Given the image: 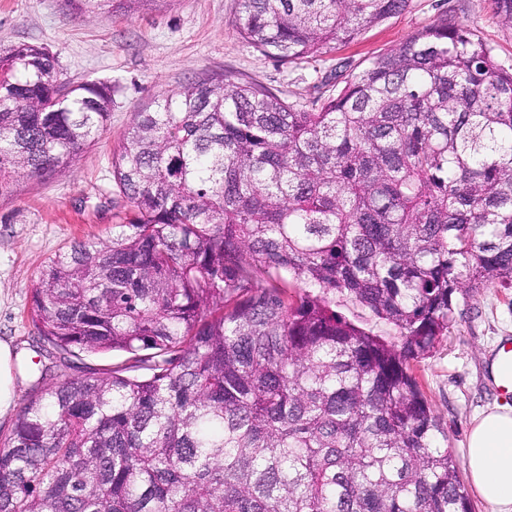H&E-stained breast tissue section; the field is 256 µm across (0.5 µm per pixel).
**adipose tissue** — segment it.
<instances>
[{
    "label": "adipose tissue",
    "instance_id": "ef3b65f1",
    "mask_svg": "<svg viewBox=\"0 0 512 512\" xmlns=\"http://www.w3.org/2000/svg\"><path fill=\"white\" fill-rule=\"evenodd\" d=\"M464 461L476 494L493 512H512V404H493L473 419Z\"/></svg>",
    "mask_w": 512,
    "mask_h": 512
}]
</instances>
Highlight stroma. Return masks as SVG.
Here are the masks:
<instances>
[{
    "label": "stroma",
    "mask_w": 512,
    "mask_h": 512,
    "mask_svg": "<svg viewBox=\"0 0 512 512\" xmlns=\"http://www.w3.org/2000/svg\"><path fill=\"white\" fill-rule=\"evenodd\" d=\"M237 0H112L86 16L68 0H0V50L20 43L57 55L64 79H109L120 87L106 131L76 165L43 179L22 178L0 197V340L20 354L18 399L46 390L60 376L29 319L32 289L56 254L86 238L106 239L123 215L112 181V154L134 112L163 94L232 72L303 105L336 93L361 69L417 30L441 18L479 35L499 64L512 68V29L492 0H411L402 14L337 43L331 52L284 65L262 56L239 35ZM448 334L413 364L447 448L462 458L474 416L498 399L485 377L496 339L512 337V285L455 294Z\"/></svg>",
    "instance_id": "35a3bbf8"
}]
</instances>
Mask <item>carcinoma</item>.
Returning <instances> with one entry per match:
<instances>
[{"mask_svg": "<svg viewBox=\"0 0 512 512\" xmlns=\"http://www.w3.org/2000/svg\"><path fill=\"white\" fill-rule=\"evenodd\" d=\"M410 0H238L239 35L320 57ZM119 86L0 54V196L74 165ZM123 223L33 289L59 363L112 368L20 406L0 512H470L409 371L453 295L512 282V68L446 19L312 106L226 72L134 114ZM340 294L398 342L332 306Z\"/></svg>", "mask_w": 512, "mask_h": 512, "instance_id": "carcinoma-1", "label": "carcinoma"}]
</instances>
